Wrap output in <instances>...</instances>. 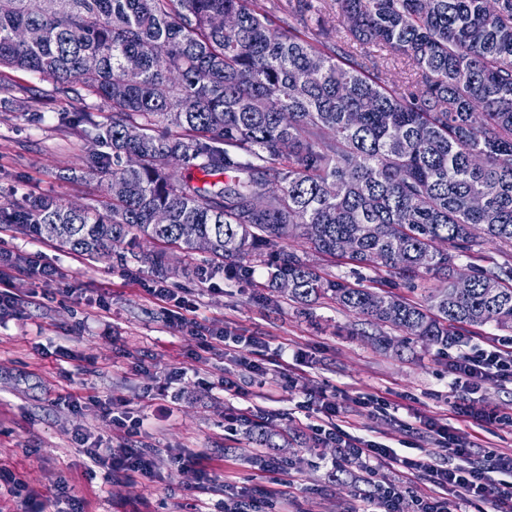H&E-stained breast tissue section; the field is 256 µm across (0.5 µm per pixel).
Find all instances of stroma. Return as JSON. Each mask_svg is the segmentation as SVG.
<instances>
[{
  "label": "stroma",
  "mask_w": 512,
  "mask_h": 512,
  "mask_svg": "<svg viewBox=\"0 0 512 512\" xmlns=\"http://www.w3.org/2000/svg\"><path fill=\"white\" fill-rule=\"evenodd\" d=\"M0 77L18 91L0 105V203L40 196L74 205L104 201L102 185L71 175L86 147L58 130L55 114L72 109V100L28 72L5 68ZM34 85L42 92L36 117L22 97ZM0 251L11 255L18 288L14 309L0 317V468L42 494L68 482L85 499L86 512H225V504L244 493L261 512H363L354 472L334 473L335 449L306 428L323 392L345 397L350 433L402 456L443 463L426 427L431 420L466 436L475 459L512 448V428L475 427L456 412L462 405L479 415L512 414V383L490 382L473 394L454 390L447 349L419 342L383 349L375 332L393 338L395 329H375L328 299L302 306L267 294L259 287L271 271L264 259L252 260L251 281L227 279L220 270L202 280L203 255L171 252L178 272L165 281L188 290L193 303L189 325L177 328L144 289V280L156 275L149 265L89 260L58 242L33 239L16 224H0ZM33 257L67 272V293L43 288L29 264ZM220 330L239 337L234 356L203 352V335ZM254 338L264 360L292 364L299 388L287 389L273 370L264 386L251 384L234 359L250 356ZM230 374L247 389V400L222 392ZM359 395L383 397L390 408L370 413L356 404ZM244 406L299 433L267 451L294 476L281 499L269 497L272 473L246 452L250 437L235 421ZM131 422L139 428L130 435L125 426ZM83 436L104 448L150 450L153 474L133 481L90 467ZM198 457L210 478L193 466Z\"/></svg>",
  "instance_id": "obj_1"
}]
</instances>
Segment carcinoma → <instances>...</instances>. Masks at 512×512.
<instances>
[{"instance_id": "carcinoma-1", "label": "carcinoma", "mask_w": 512, "mask_h": 512, "mask_svg": "<svg viewBox=\"0 0 512 512\" xmlns=\"http://www.w3.org/2000/svg\"><path fill=\"white\" fill-rule=\"evenodd\" d=\"M31 2L0 0V67L72 95L58 123L86 145L79 171L107 201L0 204V224L161 273L171 247L229 279L274 252L269 286L300 304L330 299L403 343L446 348L487 324L512 328V263L473 264L471 288H456L474 247L512 249V0L492 11L485 0H334L335 30L310 24L328 0H297L296 26L264 0ZM224 15L233 27L215 24ZM373 48L407 61L405 84L388 83ZM172 156L202 178H178ZM157 211L167 223H153ZM294 235L319 255L439 285L424 306L327 278L283 246ZM278 436L267 422L250 429L257 448Z\"/></svg>"}]
</instances>
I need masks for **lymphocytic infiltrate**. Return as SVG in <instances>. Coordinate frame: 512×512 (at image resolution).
I'll return each instance as SVG.
<instances>
[{
  "label": "lymphocytic infiltrate",
  "instance_id": "obj_1",
  "mask_svg": "<svg viewBox=\"0 0 512 512\" xmlns=\"http://www.w3.org/2000/svg\"><path fill=\"white\" fill-rule=\"evenodd\" d=\"M451 385L464 391H473L485 383L512 380V339L500 345L483 349L458 351L449 359ZM320 412L323 419L311 427L318 440L328 441L337 448L336 467L359 465L367 477L382 471L394 470L400 483L380 485L376 500L382 512H400L403 494L401 484L426 477L432 493L416 504V512H462L463 505L489 501L495 512H512V452L492 450L486 463H477L472 448L467 447L447 427H436L437 443L447 452L449 465L442 466L393 453L381 442L355 436L337 424L343 413L335 396H323ZM84 454L95 464L122 471L127 478L151 472V458L138 450L122 448H88Z\"/></svg>",
  "mask_w": 512,
  "mask_h": 512
}]
</instances>
